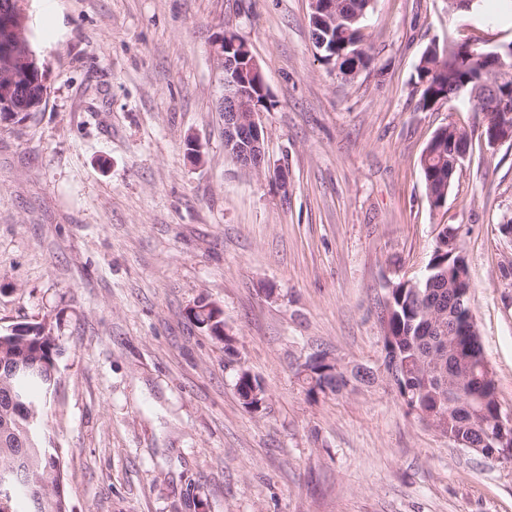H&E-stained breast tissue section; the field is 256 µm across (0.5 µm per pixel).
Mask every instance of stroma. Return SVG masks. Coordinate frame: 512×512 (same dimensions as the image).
Here are the masks:
<instances>
[{"label": "stroma", "instance_id": "1", "mask_svg": "<svg viewBox=\"0 0 512 512\" xmlns=\"http://www.w3.org/2000/svg\"><path fill=\"white\" fill-rule=\"evenodd\" d=\"M22 7L47 91L0 121V326L54 325L45 422L70 512H512V464L459 449L386 380L312 399L299 379L317 351L379 366L388 289L422 274L448 224L512 414V140L488 144L467 96L422 109L417 82L427 48L512 41L502 0H373L372 62L347 78L320 58L309 0ZM227 30L271 100L258 171L224 149ZM450 124L470 158L436 208L420 160ZM201 302L234 352L189 323ZM238 360L265 389L259 412L236 393Z\"/></svg>", "mask_w": 512, "mask_h": 512}]
</instances>
